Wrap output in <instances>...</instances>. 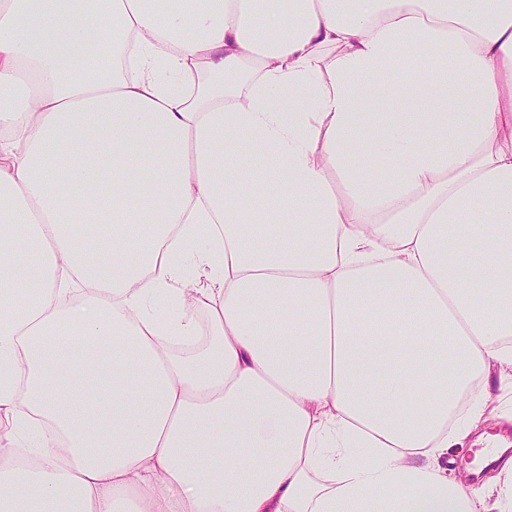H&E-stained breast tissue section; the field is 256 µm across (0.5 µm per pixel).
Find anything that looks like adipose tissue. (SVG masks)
<instances>
[{"mask_svg":"<svg viewBox=\"0 0 512 512\" xmlns=\"http://www.w3.org/2000/svg\"><path fill=\"white\" fill-rule=\"evenodd\" d=\"M509 62L512 0H0V512H512L448 459Z\"/></svg>","mask_w":512,"mask_h":512,"instance_id":"ef3b65f1","label":"adipose tissue"}]
</instances>
